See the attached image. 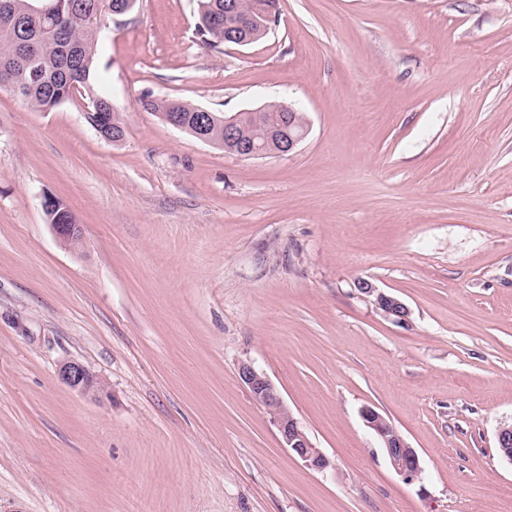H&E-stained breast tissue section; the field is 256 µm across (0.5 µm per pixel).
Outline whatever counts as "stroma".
I'll return each mask as SVG.
<instances>
[{
  "label": "stroma",
  "instance_id": "1",
  "mask_svg": "<svg viewBox=\"0 0 512 512\" xmlns=\"http://www.w3.org/2000/svg\"><path fill=\"white\" fill-rule=\"evenodd\" d=\"M217 52L197 0L107 20L122 141L0 92V512H512V0H280ZM310 121L241 159L143 94ZM83 229L54 233L44 196ZM399 297L393 321L359 280ZM77 361L102 399L62 383ZM264 371L332 464L283 448ZM418 451L405 483L361 417Z\"/></svg>",
  "mask_w": 512,
  "mask_h": 512
}]
</instances>
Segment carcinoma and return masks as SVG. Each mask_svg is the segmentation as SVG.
<instances>
[{"mask_svg":"<svg viewBox=\"0 0 512 512\" xmlns=\"http://www.w3.org/2000/svg\"><path fill=\"white\" fill-rule=\"evenodd\" d=\"M0 92H7L38 112H50L78 95L86 100L84 118L95 130L108 123L122 125L109 115V98L98 88L95 59L101 30L86 22L105 19L125 0H52L57 14L45 19L31 14L35 0H0ZM237 17L260 15L267 10L280 14L279 0H236ZM198 30L206 47L224 48V0H198ZM164 108L185 114L195 128L197 107L179 100H165ZM288 115L269 103L258 121H250L246 138L257 143L287 122Z\"/></svg>","mask_w":512,"mask_h":512,"instance_id":"cac0c4a2","label":"carcinoma"}]
</instances>
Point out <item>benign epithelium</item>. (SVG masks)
I'll use <instances>...</instances> for the list:
<instances>
[{
    "instance_id": "1",
    "label": "benign epithelium",
    "mask_w": 512,
    "mask_h": 512,
    "mask_svg": "<svg viewBox=\"0 0 512 512\" xmlns=\"http://www.w3.org/2000/svg\"><path fill=\"white\" fill-rule=\"evenodd\" d=\"M224 41L243 46L249 41L247 27L242 22L229 23L224 27ZM288 113V128L271 134L269 142L254 144L243 142L240 131L244 113L237 112L231 116H220L214 112H201L197 117L196 136L203 142H209L205 131L214 121L224 125V140L231 146L232 153L244 159L268 156H283L294 151L308 136L307 119L297 120V109L292 104H281ZM52 228L62 241L70 243L80 241L83 237L80 224H54ZM359 290L374 297V302L385 316L398 322L408 317L407 306L396 296L382 292L367 281L358 283ZM58 378L72 390L87 397L97 399L101 390L97 389V377L83 364L68 361L57 371ZM238 377L248 389L252 398L266 409L276 425L283 441V447L299 459L303 465L315 472H324L330 467L325 454L316 448L293 413L284 405L283 400L266 373L256 369L249 362L238 365ZM365 425L379 438L381 447L392 469L408 483L421 481L423 467L416 449L409 446L397 429L377 410L365 407L362 410Z\"/></svg>"
}]
</instances>
